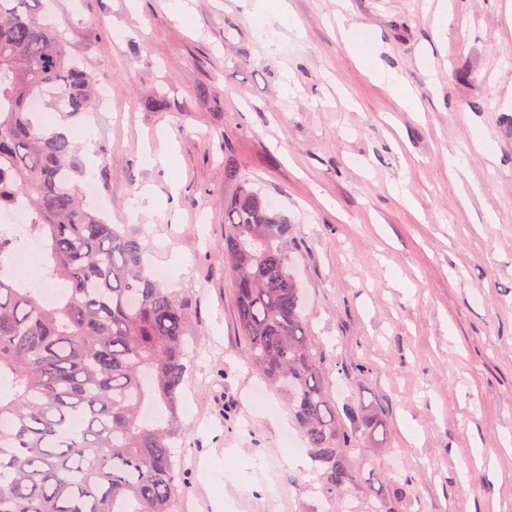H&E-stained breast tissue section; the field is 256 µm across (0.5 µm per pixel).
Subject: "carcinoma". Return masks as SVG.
Wrapping results in <instances>:
<instances>
[{
  "mask_svg": "<svg viewBox=\"0 0 512 512\" xmlns=\"http://www.w3.org/2000/svg\"><path fill=\"white\" fill-rule=\"evenodd\" d=\"M42 0H0V209L24 207L41 244L40 289L0 267V512H175V452L190 372L185 304L155 279L140 239L80 194L71 135L97 91ZM288 216L242 184L224 206V263L236 318L265 382L282 392L321 470L323 495L357 489L356 432L329 400L292 268ZM157 410L147 422L145 405ZM411 479L385 480L369 512H404Z\"/></svg>",
  "mask_w": 512,
  "mask_h": 512,
  "instance_id": "obj_1",
  "label": "carcinoma"
}]
</instances>
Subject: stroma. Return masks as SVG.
<instances>
[{"label": "stroma", "instance_id": "obj_1", "mask_svg": "<svg viewBox=\"0 0 512 512\" xmlns=\"http://www.w3.org/2000/svg\"><path fill=\"white\" fill-rule=\"evenodd\" d=\"M52 0L112 89L72 127L111 223L150 250L191 334L178 512H315L285 398L245 351L219 250L240 184L291 223L307 331L361 435L357 494L410 477L406 512H512V0ZM447 7L437 31L434 14ZM364 48L405 87L356 56ZM458 157V167L448 165ZM154 209L130 219L141 191ZM378 416L367 435L352 408ZM266 482L247 480L252 468Z\"/></svg>", "mask_w": 512, "mask_h": 512}]
</instances>
